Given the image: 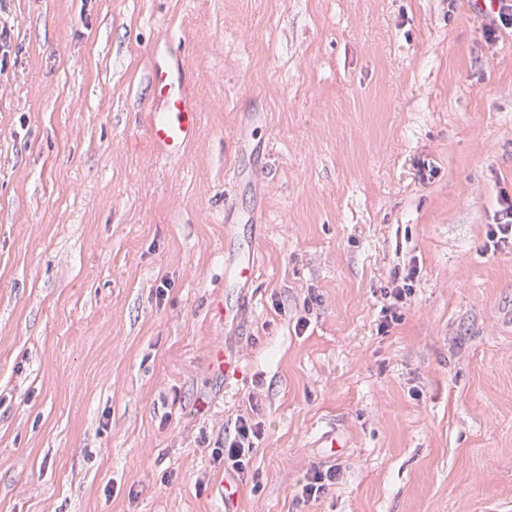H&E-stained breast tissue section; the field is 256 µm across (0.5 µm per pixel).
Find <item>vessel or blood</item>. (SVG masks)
<instances>
[{"label":"vessel or blood","mask_w":512,"mask_h":512,"mask_svg":"<svg viewBox=\"0 0 512 512\" xmlns=\"http://www.w3.org/2000/svg\"><path fill=\"white\" fill-rule=\"evenodd\" d=\"M149 82L153 97L149 139L165 158L181 159L198 136L201 112L188 92L184 60L154 47Z\"/></svg>","instance_id":"1"}]
</instances>
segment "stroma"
I'll list each match as a JSON object with an SVG mask.
<instances>
[{
  "label": "stroma",
  "mask_w": 512,
  "mask_h": 512,
  "mask_svg": "<svg viewBox=\"0 0 512 512\" xmlns=\"http://www.w3.org/2000/svg\"><path fill=\"white\" fill-rule=\"evenodd\" d=\"M471 4L0 0V512H224L242 415L237 512H512V28ZM156 42L203 107L177 162ZM501 219L504 221L500 224H494L495 228L490 231L489 239L493 243V250L499 245L512 244V199L508 195L503 194L500 199ZM410 286L411 284H404L392 289L388 288L385 294V299L388 301V304L381 308V313H383V320L380 324L381 329L387 330L392 324L401 320V315L398 310L406 303L407 297L412 294V288H410ZM211 362L215 372L222 376L224 375L225 384L237 379L239 376L240 365L238 361L235 358L224 354L222 350L214 352ZM261 437L257 424L240 417L235 426L233 437L224 440V471L230 470L244 477L246 473V455L254 447V441ZM339 475L338 468L330 467L326 470H316L303 484L301 496L303 499L316 500L325 492L328 486L336 483Z\"/></svg>",
  "instance_id": "obj_1"
}]
</instances>
